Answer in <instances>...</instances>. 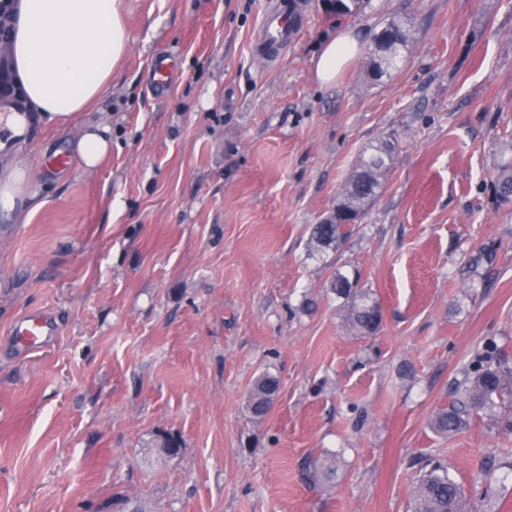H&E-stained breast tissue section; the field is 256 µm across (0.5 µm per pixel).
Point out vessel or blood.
Instances as JSON below:
<instances>
[{"mask_svg":"<svg viewBox=\"0 0 512 512\" xmlns=\"http://www.w3.org/2000/svg\"><path fill=\"white\" fill-rule=\"evenodd\" d=\"M302 14L297 0H276L264 11L253 39L255 53L266 62H273L294 43L301 27ZM176 66L166 54L155 56L148 69L149 89L154 96L169 92ZM58 325L43 311H31L15 319L8 331L13 346L20 350L44 346L55 341Z\"/></svg>","mask_w":512,"mask_h":512,"instance_id":"vessel-or-blood-1","label":"vessel or blood"}]
</instances>
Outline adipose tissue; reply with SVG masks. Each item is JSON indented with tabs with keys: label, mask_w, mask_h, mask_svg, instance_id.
<instances>
[{
	"label": "adipose tissue",
	"mask_w": 512,
	"mask_h": 512,
	"mask_svg": "<svg viewBox=\"0 0 512 512\" xmlns=\"http://www.w3.org/2000/svg\"><path fill=\"white\" fill-rule=\"evenodd\" d=\"M8 25L11 33L0 53L27 107L26 113L7 117V125L15 129L33 121L56 127L92 110L129 52L121 0H18ZM359 50L348 31L327 42L316 63L319 82H335ZM70 150L81 170L94 172L112 152L111 125L98 121L79 126ZM36 196L28 167L8 160L0 169V216L27 223Z\"/></svg>",
	"instance_id": "obj_1"
}]
</instances>
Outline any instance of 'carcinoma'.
<instances>
[{"instance_id":"carcinoma-1","label":"carcinoma","mask_w":512,"mask_h":512,"mask_svg":"<svg viewBox=\"0 0 512 512\" xmlns=\"http://www.w3.org/2000/svg\"><path fill=\"white\" fill-rule=\"evenodd\" d=\"M328 12L336 18H345L358 12L363 0H325ZM409 25L391 17L376 34V48L369 50L365 69L373 81L397 67L401 50L408 47ZM399 145L393 136L382 139L371 152H362L348 174L341 190L342 215L328 217L315 225L311 241L316 250H337L349 237L348 225L364 213L365 206L383 190L385 180L393 169ZM490 188L499 204L512 202V164L498 166ZM357 280L337 274L330 288L337 296L351 300L350 324L361 336L378 328L381 315L377 301L365 291L356 290ZM278 390V380L269 373L260 376L249 396V409L256 418L267 414L272 396ZM455 399L448 409L436 414L433 428L441 435H452L463 430L472 414L503 405L512 398V366L504 350L488 339L483 349L465 370L454 390ZM412 512H468L462 486L448 475V469L436 464L419 474L412 494Z\"/></svg>"}]
</instances>
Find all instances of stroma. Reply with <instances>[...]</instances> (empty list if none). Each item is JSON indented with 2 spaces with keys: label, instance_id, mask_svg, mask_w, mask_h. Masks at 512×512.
<instances>
[{
  "label": "stroma",
  "instance_id": "obj_1",
  "mask_svg": "<svg viewBox=\"0 0 512 512\" xmlns=\"http://www.w3.org/2000/svg\"><path fill=\"white\" fill-rule=\"evenodd\" d=\"M273 2L123 0L131 44L107 97L32 123L40 206L0 223V512H410L435 462L472 512H512L507 407L431 427L486 339L512 356V204L490 189L512 139V0H370L341 20L300 0L295 42L265 67L252 38ZM393 15L413 45L374 82L364 52ZM343 29L361 52L321 84ZM159 52L179 66L162 102ZM101 119L95 174L44 168ZM390 134L382 193L339 250L312 252L356 158ZM340 272L378 300L376 335L350 329ZM44 309L57 340L16 356L11 322ZM266 371L280 389L257 420ZM278 390V380L269 373L260 376L254 383L249 396V409L255 418L267 414L272 405V396Z\"/></svg>",
  "mask_w": 512,
  "mask_h": 512
}]
</instances>
